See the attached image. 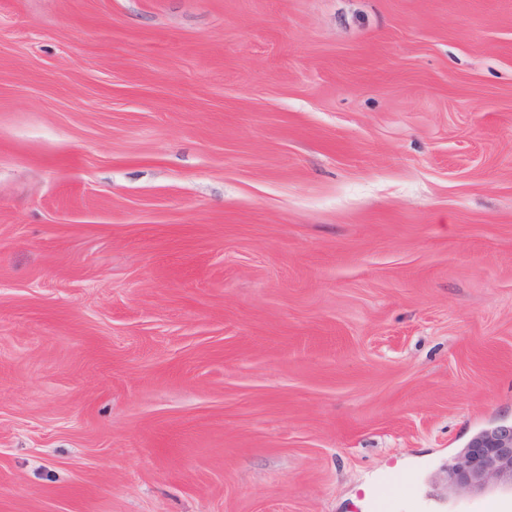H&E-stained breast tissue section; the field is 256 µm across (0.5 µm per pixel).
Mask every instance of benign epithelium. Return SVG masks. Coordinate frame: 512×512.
<instances>
[{"mask_svg":"<svg viewBox=\"0 0 512 512\" xmlns=\"http://www.w3.org/2000/svg\"><path fill=\"white\" fill-rule=\"evenodd\" d=\"M447 488L481 492L512 486V425L501 424L472 441L447 468Z\"/></svg>","mask_w":512,"mask_h":512,"instance_id":"benign-epithelium-1","label":"benign epithelium"}]
</instances>
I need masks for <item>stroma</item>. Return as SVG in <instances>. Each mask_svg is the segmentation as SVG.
<instances>
[{
    "instance_id": "35a3bbf8",
    "label": "stroma",
    "mask_w": 512,
    "mask_h": 512,
    "mask_svg": "<svg viewBox=\"0 0 512 512\" xmlns=\"http://www.w3.org/2000/svg\"><path fill=\"white\" fill-rule=\"evenodd\" d=\"M512 423V0H0V512H466ZM447 488L482 492L512 486V425L501 424L473 440L447 468Z\"/></svg>"
}]
</instances>
